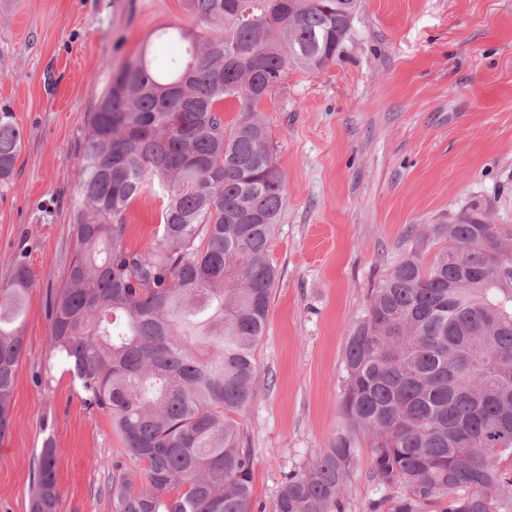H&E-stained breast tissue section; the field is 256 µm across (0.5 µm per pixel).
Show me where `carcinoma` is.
<instances>
[{
    "label": "carcinoma",
    "mask_w": 512,
    "mask_h": 512,
    "mask_svg": "<svg viewBox=\"0 0 512 512\" xmlns=\"http://www.w3.org/2000/svg\"><path fill=\"white\" fill-rule=\"evenodd\" d=\"M201 28L124 63L88 120L76 243L50 347L108 410L136 470L112 475L113 512H255L253 462L233 415L253 397L276 270L267 255L287 182L257 112L293 64L336 59L360 0H185ZM238 117L224 123V99ZM22 134L0 106V187ZM162 199L156 242L125 246L126 213ZM432 259H427L430 251ZM32 278L0 286V438L24 349ZM341 428L289 472L276 512H344L362 438L372 479L399 495L372 512H512V225L473 209L420 233L345 347ZM47 440L31 512H57Z\"/></svg>",
    "instance_id": "carcinoma-1"
}]
</instances>
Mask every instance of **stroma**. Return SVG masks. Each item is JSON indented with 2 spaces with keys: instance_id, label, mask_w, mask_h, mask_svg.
Instances as JSON below:
<instances>
[{
  "instance_id": "obj_1",
  "label": "stroma",
  "mask_w": 512,
  "mask_h": 512,
  "mask_svg": "<svg viewBox=\"0 0 512 512\" xmlns=\"http://www.w3.org/2000/svg\"><path fill=\"white\" fill-rule=\"evenodd\" d=\"M163 26L197 23L184 0H0V105L23 134L0 189V284L19 255L33 278L0 512H30L44 440L56 448L58 512H112L113 469L137 466L111 416L84 406L48 336L74 252L86 120L127 59L146 51L170 65L154 40ZM258 111L288 193L254 394L236 420L256 503L275 512L284 476L340 427L347 338L414 238L473 208L512 224V0H362L335 63L289 68ZM161 204L146 192L130 206L127 246L153 245ZM370 471L364 444L345 512L396 496Z\"/></svg>"
}]
</instances>
